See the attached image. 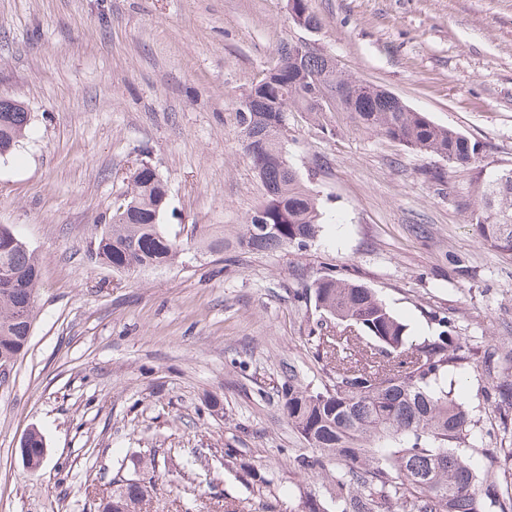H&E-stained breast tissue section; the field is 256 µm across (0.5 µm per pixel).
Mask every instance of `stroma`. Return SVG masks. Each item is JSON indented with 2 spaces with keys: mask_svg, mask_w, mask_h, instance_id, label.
Returning a JSON list of instances; mask_svg holds the SVG:
<instances>
[{
  "mask_svg": "<svg viewBox=\"0 0 512 512\" xmlns=\"http://www.w3.org/2000/svg\"><path fill=\"white\" fill-rule=\"evenodd\" d=\"M315 34L288 0H0V93L30 131L0 158V224L40 269L29 347L0 378V512H97L114 481L154 476L152 512H305L329 502L331 471L293 465L306 444L283 420L288 363L327 381L307 343L317 319L295 290L353 279L409 327L448 315L469 365L452 393L483 448H512V254L473 235L482 183L512 168V0H309ZM309 39L480 141L452 166L358 127L342 109L285 114L288 159L324 211L306 247L257 255L201 245L232 234L265 189L237 114L283 43ZM150 162L169 189L166 233L182 263L119 275L92 255L131 172ZM440 179H432V172ZM40 430L44 467L18 448ZM236 449L271 480L225 470Z\"/></svg>",
  "mask_w": 512,
  "mask_h": 512,
  "instance_id": "stroma-1",
  "label": "stroma"
}]
</instances>
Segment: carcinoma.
<instances>
[{
    "mask_svg": "<svg viewBox=\"0 0 512 512\" xmlns=\"http://www.w3.org/2000/svg\"><path fill=\"white\" fill-rule=\"evenodd\" d=\"M263 84L250 87L251 107L238 113L242 145L265 188L263 201L232 238L206 243L212 252L229 249L269 254L304 246L322 224L317 194L289 162L280 132L284 113L329 112L337 104L358 124L421 155H437L455 166L479 161L483 145L384 91H361V83L327 65L315 51L285 58ZM30 125L22 102L0 96V148L15 147ZM130 197L94 242L97 259L118 273L168 267L185 254L182 243L160 224L166 184L156 169L140 164L131 173ZM471 213L477 239L512 254V168L483 185ZM0 367L26 349L34 320L38 264L26 243L0 225ZM294 297L314 304L319 319L309 329L314 358L329 382L314 387L302 368L288 364L277 390L288 426L311 452L293 459L304 473L333 466L332 508L312 501L307 512H512V482L506 466L512 451L468 448L471 415L448 391V376L465 369L459 337L446 315L435 314L438 333L418 343L408 328L369 288L348 278L322 275ZM27 447L43 458L41 432H29ZM482 458L480 469L468 457ZM224 467L261 484L268 480L236 451L224 449ZM151 486L130 480L101 500L100 512H150Z\"/></svg>",
    "mask_w": 512,
    "mask_h": 512,
    "instance_id": "carcinoma-1",
    "label": "carcinoma"
}]
</instances>
